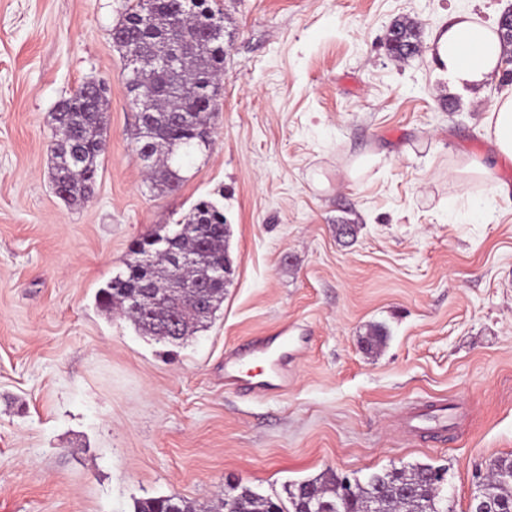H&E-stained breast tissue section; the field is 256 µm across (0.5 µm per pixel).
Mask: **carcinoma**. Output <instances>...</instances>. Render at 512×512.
Here are the masks:
<instances>
[{
  "label": "carcinoma",
  "mask_w": 512,
  "mask_h": 512,
  "mask_svg": "<svg viewBox=\"0 0 512 512\" xmlns=\"http://www.w3.org/2000/svg\"><path fill=\"white\" fill-rule=\"evenodd\" d=\"M177 14V0H169L164 12L148 20L142 16V0H135L126 6L119 22L130 38L157 51L164 50L172 39L185 40L181 64L159 78V83L166 84V93L154 101L148 118L138 117L134 133L138 152H152V164L148 166L152 186L170 190L179 186L180 178L175 172L182 161L203 147L200 130L210 125L216 111L217 78L224 71V49L197 41L213 18L224 17L222 9L212 7L210 0H199L196 12L179 18L175 31L170 18ZM420 43L418 23L394 22L388 46L393 58H408ZM106 103L107 99L93 100L79 89L64 99L52 115L53 132L48 145L52 181L59 196L69 204L76 205L94 192L107 142ZM177 226L180 236L172 248L160 247L147 260L144 245H139L133 250L136 258L126 263V273L113 277L97 294L103 311L110 314L119 310L144 334L172 344L182 343L208 325L224 300V283L211 287L204 313L181 300H167L156 312L134 306L132 299L152 292L164 296L175 277L205 279L212 261L223 262L226 275L232 267L227 248L230 230L223 210L212 200H198ZM174 250L193 254L198 262L178 269L171 261ZM511 468V458L491 462L489 478L481 484L482 492L498 500L504 512H512V476L503 475ZM433 472L431 465L375 472L354 483L345 503L338 500L340 476L333 471L290 485L286 503L237 484L222 506L228 507V512H450L440 497ZM170 506L176 512H203L193 502L176 495L139 499L134 512H168Z\"/></svg>",
  "instance_id": "1"
}]
</instances>
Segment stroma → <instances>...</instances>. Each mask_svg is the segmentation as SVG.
<instances>
[{
    "mask_svg": "<svg viewBox=\"0 0 512 512\" xmlns=\"http://www.w3.org/2000/svg\"><path fill=\"white\" fill-rule=\"evenodd\" d=\"M125 4L0 0V512L204 506L237 483L283 497L327 470L418 463L470 512L478 476L512 458V185L483 125L512 62L454 91L428 49L398 61L385 38L408 18L428 46L452 15L495 22L512 0H223L212 143L172 192L131 139L111 39ZM91 80L108 86V147L70 205L51 112ZM201 199L233 260L208 327L172 345L102 312L136 242ZM284 326L307 339L287 391L226 389L225 352ZM443 401L445 440L410 432ZM169 506H173L178 512H205L197 509L193 502L176 495L139 499L134 504V512H168Z\"/></svg>",
    "mask_w": 512,
    "mask_h": 512,
    "instance_id": "1",
    "label": "stroma"
}]
</instances>
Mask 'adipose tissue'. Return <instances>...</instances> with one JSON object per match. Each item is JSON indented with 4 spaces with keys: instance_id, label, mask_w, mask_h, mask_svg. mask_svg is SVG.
Listing matches in <instances>:
<instances>
[{
    "instance_id": "1",
    "label": "adipose tissue",
    "mask_w": 512,
    "mask_h": 512,
    "mask_svg": "<svg viewBox=\"0 0 512 512\" xmlns=\"http://www.w3.org/2000/svg\"><path fill=\"white\" fill-rule=\"evenodd\" d=\"M445 75L458 86L477 85L498 69L503 47L496 26L463 15L452 16L436 31L432 44ZM485 131L498 156L512 159V94L496 99L484 119Z\"/></svg>"
}]
</instances>
